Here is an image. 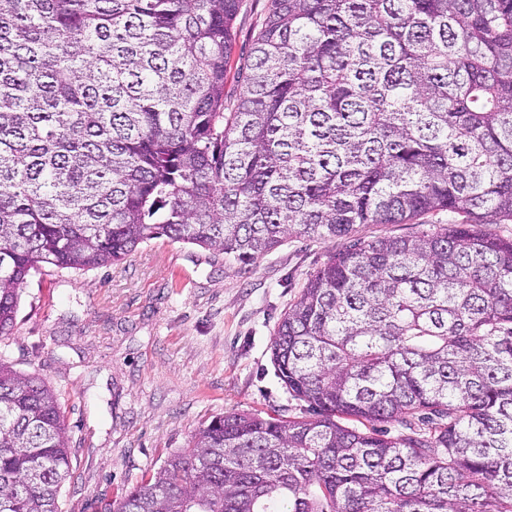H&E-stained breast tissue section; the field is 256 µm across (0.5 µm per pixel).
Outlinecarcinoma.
Returning a JSON list of instances; mask_svg holds the SVG:
<instances>
[{
	"mask_svg": "<svg viewBox=\"0 0 512 512\" xmlns=\"http://www.w3.org/2000/svg\"><path fill=\"white\" fill-rule=\"evenodd\" d=\"M242 6L0 0V337L46 265L347 237L272 342L310 417H216L118 512H512V239L480 229L512 221V0H270L234 69ZM71 470L0 361V512H58ZM422 228L417 224H362L357 226L355 238L371 240L381 236H404Z\"/></svg>",
	"mask_w": 512,
	"mask_h": 512,
	"instance_id": "1",
	"label": "carcinoma"
}]
</instances>
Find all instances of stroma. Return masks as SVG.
Wrapping results in <instances>:
<instances>
[{
	"mask_svg": "<svg viewBox=\"0 0 512 512\" xmlns=\"http://www.w3.org/2000/svg\"><path fill=\"white\" fill-rule=\"evenodd\" d=\"M346 244L291 235L243 265L163 237L110 266L28 276L0 360L60 397L72 471L59 512H116L122 492L214 417L306 415L271 343L309 276Z\"/></svg>",
	"mask_w": 512,
	"mask_h": 512,
	"instance_id": "obj_1",
	"label": "stroma"
}]
</instances>
